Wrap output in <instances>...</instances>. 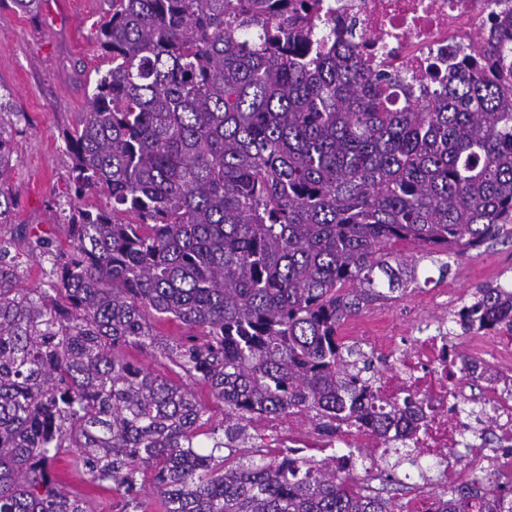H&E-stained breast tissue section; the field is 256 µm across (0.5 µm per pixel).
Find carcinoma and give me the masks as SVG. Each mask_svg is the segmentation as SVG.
Segmentation results:
<instances>
[{"mask_svg": "<svg viewBox=\"0 0 512 512\" xmlns=\"http://www.w3.org/2000/svg\"><path fill=\"white\" fill-rule=\"evenodd\" d=\"M41 2L0 6L34 18ZM319 2L106 0L112 68L62 133L70 248L18 235L52 263L49 287H20L0 240V512H91L54 472L62 457L116 494L112 512H150L146 496L158 512H395L353 485L361 451L270 460L231 444L251 414L299 411L328 436L369 419L376 443L418 465L392 434L413 396L376 401L383 374L341 329L512 241V9L494 0L490 30L417 93ZM92 192L109 206L77 205ZM426 260L438 279L420 276ZM165 320L194 333L159 342ZM449 322L512 333V285L475 288ZM127 345L206 385L224 422L208 425L189 384L122 357ZM487 479L439 491L442 512H512V483L482 497Z\"/></svg>", "mask_w": 512, "mask_h": 512, "instance_id": "cac0c4a2", "label": "carcinoma"}]
</instances>
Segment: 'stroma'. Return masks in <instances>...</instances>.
Returning a JSON list of instances; mask_svg holds the SVG:
<instances>
[{
  "instance_id": "obj_1",
  "label": "stroma",
  "mask_w": 512,
  "mask_h": 512,
  "mask_svg": "<svg viewBox=\"0 0 512 512\" xmlns=\"http://www.w3.org/2000/svg\"><path fill=\"white\" fill-rule=\"evenodd\" d=\"M52 3V11H40L34 19L0 8V85L11 92L17 109L26 116L14 132L15 167L9 182L13 221L0 227V236L16 237L20 225L27 224L65 245L69 235L63 210L68 204L71 157L62 133L75 126L94 80L110 68L111 60L97 40L104 0ZM495 279L512 280L511 241L460 258L447 279L448 295L468 300L473 288ZM434 297L431 290L414 291L366 312L349 327L358 331L383 319L404 343H411L410 305L420 304L435 318L447 317Z\"/></svg>"
}]
</instances>
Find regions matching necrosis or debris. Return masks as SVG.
<instances>
[{"instance_id":"1","label":"necrosis or debris","mask_w":512,"mask_h":512,"mask_svg":"<svg viewBox=\"0 0 512 512\" xmlns=\"http://www.w3.org/2000/svg\"><path fill=\"white\" fill-rule=\"evenodd\" d=\"M321 5L323 12L337 19L355 22L369 39L370 54L381 58L386 52H395L404 76L416 78L418 85L425 87L435 85L436 74L447 73L449 57L466 47L467 34L480 29L489 13L487 0H321ZM362 342L385 356L391 365L381 380L380 396L391 400L411 392L418 406L428 410L424 420L407 417L399 423L401 431L417 434L422 457L435 459L456 447L458 426L449 412L452 402L469 399L493 416L497 446L490 452L474 449L471 463L491 475L484 494H497L498 474L512 475V341H503L492 332L472 335L471 357L489 374L479 395L468 394L458 369L448 366L451 350L446 321L418 316L413 326V349L409 352L393 336H366ZM294 419L300 428L286 435L273 416H253L249 426L262 436L268 456L276 459L312 452L324 454L337 446L371 445V424L346 426L338 436L329 438L308 428L306 415L298 413ZM468 477L467 470L445 464L432 479L420 476L415 467H408L397 512H437L435 489L465 482Z\"/></svg>"}]
</instances>
